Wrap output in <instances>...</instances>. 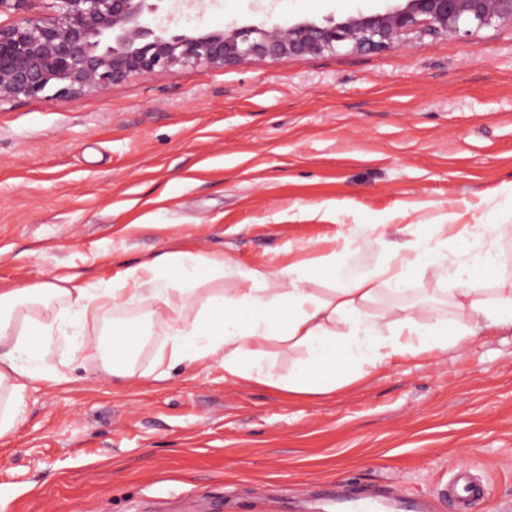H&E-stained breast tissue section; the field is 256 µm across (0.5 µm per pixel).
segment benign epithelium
Instances as JSON below:
<instances>
[{"instance_id":"7a95c632","label":"benign epithelium","mask_w":512,"mask_h":512,"mask_svg":"<svg viewBox=\"0 0 512 512\" xmlns=\"http://www.w3.org/2000/svg\"><path fill=\"white\" fill-rule=\"evenodd\" d=\"M52 14H25L0 24V103L81 95L175 66L232 67L254 58L378 53L416 39H466L512 26V0H405L384 13L325 24L172 32L155 27L150 0H56Z\"/></svg>"}]
</instances>
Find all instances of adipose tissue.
I'll return each instance as SVG.
<instances>
[{
  "label": "adipose tissue",
  "instance_id": "1",
  "mask_svg": "<svg viewBox=\"0 0 512 512\" xmlns=\"http://www.w3.org/2000/svg\"><path fill=\"white\" fill-rule=\"evenodd\" d=\"M507 234L506 226L459 225L455 235L467 257L469 278L457 289L454 324L427 323L411 310L390 319L384 336V313L374 310L379 276L338 280L327 293L306 285L307 266L292 260L278 271L258 267L242 273L235 288L224 290L223 256L178 252L148 258L110 284L86 281L66 272L27 288H0V391L9 405L0 412V438L11 433L22 414V394L29 383L43 380V360L64 343L67 360L89 349L87 335L105 314L136 303L146 310L150 326L164 336L155 349L150 373L168 378L183 365L217 362L224 376L265 384L288 395H325L357 382L393 358L431 355L481 335L485 328L512 327V287L487 299V272L499 255L484 243L488 231ZM435 235L409 245L410 258L389 281L402 286L408 270L448 277L450 260ZM122 343L106 352L113 377L137 376L136 360L147 343L135 324L121 331ZM274 343L304 352L288 375L263 366V347Z\"/></svg>",
  "mask_w": 512,
  "mask_h": 512
}]
</instances>
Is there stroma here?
<instances>
[{
  "mask_svg": "<svg viewBox=\"0 0 512 512\" xmlns=\"http://www.w3.org/2000/svg\"><path fill=\"white\" fill-rule=\"evenodd\" d=\"M401 0H162L173 31L338 21ZM512 225V27L236 67H180L78 99L0 104V284L73 269L108 282L144 258L217 252L238 270L312 260L397 266L429 225ZM447 281L410 273L376 305L454 319ZM99 356L45 360L0 438V512H319L358 486L446 512L451 469L512 512V328L394 358L326 397L225 379L216 363L146 378Z\"/></svg>",
  "mask_w": 512,
  "mask_h": 512,
  "instance_id": "1",
  "label": "stroma"
}]
</instances>
